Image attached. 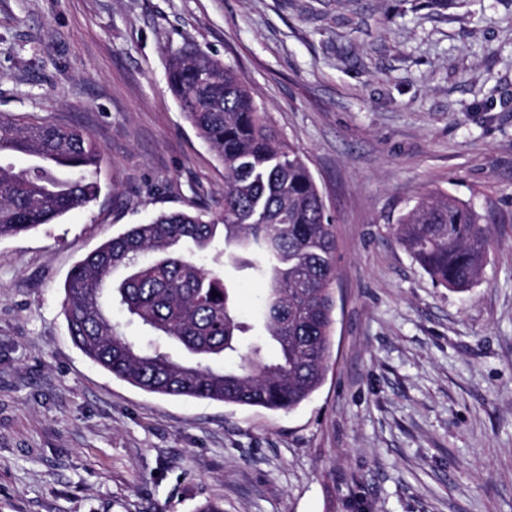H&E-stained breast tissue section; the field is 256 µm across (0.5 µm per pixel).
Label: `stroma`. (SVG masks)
Instances as JSON below:
<instances>
[{
	"mask_svg": "<svg viewBox=\"0 0 512 512\" xmlns=\"http://www.w3.org/2000/svg\"><path fill=\"white\" fill-rule=\"evenodd\" d=\"M231 66L334 224L330 367L289 413L145 392L72 341V267L224 208L167 79ZM89 132L101 194L0 238V512H512V0H0V118ZM444 192L491 229L435 287L394 229Z\"/></svg>",
	"mask_w": 512,
	"mask_h": 512,
	"instance_id": "obj_1",
	"label": "stroma"
}]
</instances>
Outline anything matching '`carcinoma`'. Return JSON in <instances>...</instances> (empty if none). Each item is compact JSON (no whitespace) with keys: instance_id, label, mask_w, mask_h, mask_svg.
I'll return each instance as SVG.
<instances>
[{"instance_id":"obj_1","label":"carcinoma","mask_w":512,"mask_h":512,"mask_svg":"<svg viewBox=\"0 0 512 512\" xmlns=\"http://www.w3.org/2000/svg\"><path fill=\"white\" fill-rule=\"evenodd\" d=\"M168 82L224 166V209L208 219L160 214L79 261L64 288L68 332L93 362L144 391L293 411L320 388L331 357L333 224L306 162L230 67L185 48L172 55ZM5 150L32 165L0 164V237L52 224L99 196L101 150L80 127L0 119ZM395 233L435 286L464 293L478 280L490 229L472 206L425 194ZM186 244L211 256L214 267L186 255ZM147 251L153 258L143 262ZM222 261L262 284L260 324L243 321L240 285L224 280ZM118 267L128 274L115 283ZM115 307L156 345L141 348L125 336ZM268 342L278 350L273 361L261 357ZM172 344L190 359L174 357Z\"/></svg>"}]
</instances>
